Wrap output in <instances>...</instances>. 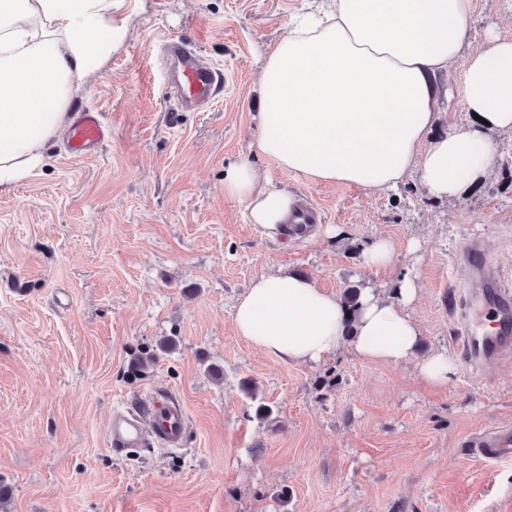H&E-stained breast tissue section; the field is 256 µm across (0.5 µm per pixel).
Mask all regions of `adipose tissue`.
<instances>
[{
    "mask_svg": "<svg viewBox=\"0 0 512 512\" xmlns=\"http://www.w3.org/2000/svg\"><path fill=\"white\" fill-rule=\"evenodd\" d=\"M117 0H0V193L45 164L44 147L68 109L125 43L131 22ZM473 0H320L300 9L261 61L258 153L318 183L370 192L416 177L450 199L488 174L493 138L512 133V40L491 34L465 54ZM460 69L467 124L434 134L440 75ZM224 195L246 202L251 223L282 230L295 201L259 182L249 160L224 171ZM403 278L392 298L372 289L349 310L309 277L272 271L239 298L233 327L255 349L298 363L350 351L397 364L421 330Z\"/></svg>",
    "mask_w": 512,
    "mask_h": 512,
    "instance_id": "ef3b65f1",
    "label": "adipose tissue"
}]
</instances>
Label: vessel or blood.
<instances>
[{"label":"vessel or blood","instance_id":"b4317fda","mask_svg":"<svg viewBox=\"0 0 512 512\" xmlns=\"http://www.w3.org/2000/svg\"><path fill=\"white\" fill-rule=\"evenodd\" d=\"M169 62L167 86L180 111L192 112L214 102L220 74L202 66L195 48L178 39L164 43ZM104 115L95 109L77 112L65 132L70 156H95L106 139ZM456 282L462 289L455 315L456 348L470 367H485L512 356V286L506 285L499 265L488 257L482 243L464 242L456 257ZM181 406L164 395L139 402L136 408L114 412L107 442L116 450L140 448L155 441L177 448L186 436ZM476 455L498 460L512 456V427L497 426L477 433L470 442Z\"/></svg>","mask_w":512,"mask_h":512}]
</instances>
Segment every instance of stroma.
Wrapping results in <instances>:
<instances>
[{
  "instance_id": "stroma-1",
  "label": "stroma",
  "mask_w": 512,
  "mask_h": 512,
  "mask_svg": "<svg viewBox=\"0 0 512 512\" xmlns=\"http://www.w3.org/2000/svg\"><path fill=\"white\" fill-rule=\"evenodd\" d=\"M301 2L121 0L130 35L77 103L105 113V147L72 158L54 140L44 170L0 194V512H512V458L467 446L512 425V360L458 367L437 389L411 360L345 351L296 364L234 332L238 297L272 270L339 296H390L410 276L418 355L454 357L460 242L483 239L512 283V136L490 174L448 200L412 178L375 193L318 184L256 152L257 68ZM492 32L512 39V0H474L467 48ZM166 36L221 74L210 108L173 116ZM244 158L321 209L310 236L270 235L225 200L224 171ZM379 239L390 267L364 261ZM145 352L153 361L133 370ZM159 390L184 408L183 446L109 448L111 413Z\"/></svg>"
}]
</instances>
